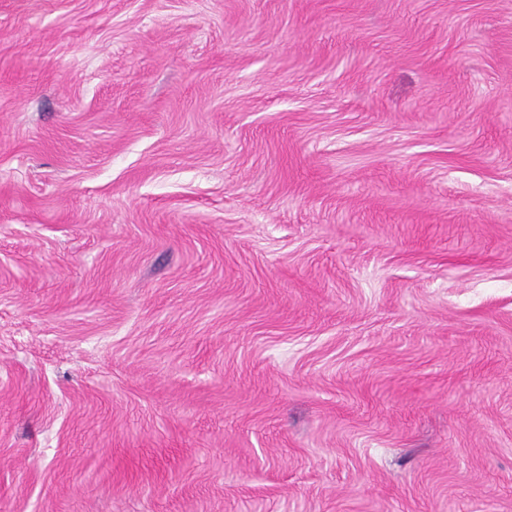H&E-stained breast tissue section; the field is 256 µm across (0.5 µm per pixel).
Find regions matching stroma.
<instances>
[{
	"instance_id": "1",
	"label": "stroma",
	"mask_w": 512,
	"mask_h": 512,
	"mask_svg": "<svg viewBox=\"0 0 512 512\" xmlns=\"http://www.w3.org/2000/svg\"><path fill=\"white\" fill-rule=\"evenodd\" d=\"M0 512H512V0H0Z\"/></svg>"
}]
</instances>
